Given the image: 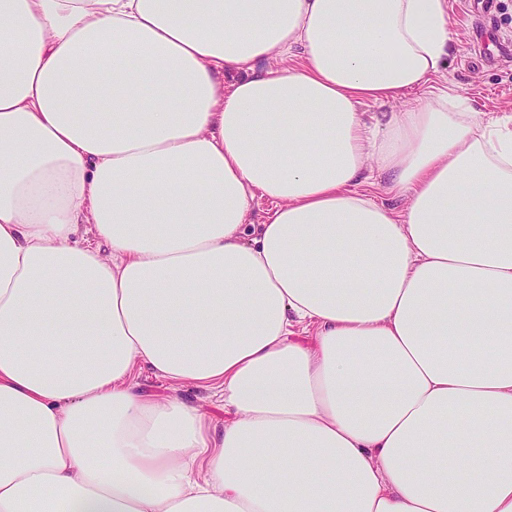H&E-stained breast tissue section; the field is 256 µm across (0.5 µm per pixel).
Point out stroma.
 Listing matches in <instances>:
<instances>
[{"label":"stroma","instance_id":"35a3bbf8","mask_svg":"<svg viewBox=\"0 0 512 512\" xmlns=\"http://www.w3.org/2000/svg\"><path fill=\"white\" fill-rule=\"evenodd\" d=\"M487 14L474 12L468 0H448L452 52L435 86L471 97L486 112L512 113V56L501 57L500 38H512V0H489ZM141 388L160 398L194 403L210 417H224L222 401L212 391L175 383L141 370Z\"/></svg>","mask_w":512,"mask_h":512}]
</instances>
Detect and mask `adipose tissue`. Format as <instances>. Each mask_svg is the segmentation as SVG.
Segmentation results:
<instances>
[{"instance_id": "obj_1", "label": "adipose tissue", "mask_w": 512, "mask_h": 512, "mask_svg": "<svg viewBox=\"0 0 512 512\" xmlns=\"http://www.w3.org/2000/svg\"><path fill=\"white\" fill-rule=\"evenodd\" d=\"M447 13L0 0V512H512V114ZM141 388L159 398H179L194 403L215 420H224V407L213 391L195 387L187 383H175L155 376L149 369L143 368L137 378Z\"/></svg>"}]
</instances>
